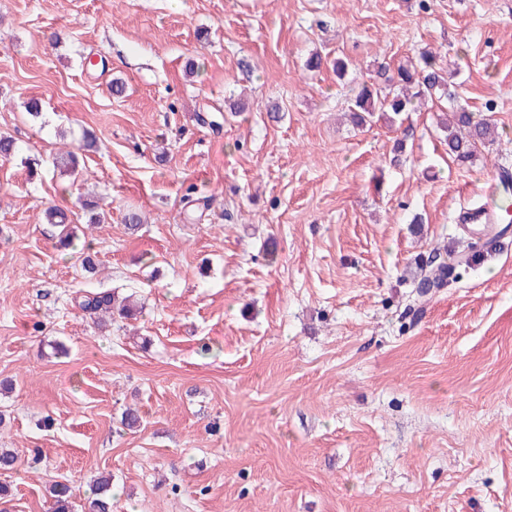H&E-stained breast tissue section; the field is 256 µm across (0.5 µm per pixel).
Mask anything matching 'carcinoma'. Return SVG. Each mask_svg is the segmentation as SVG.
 <instances>
[{
	"mask_svg": "<svg viewBox=\"0 0 512 512\" xmlns=\"http://www.w3.org/2000/svg\"><path fill=\"white\" fill-rule=\"evenodd\" d=\"M388 65L380 64V75L384 76L385 86L361 87L350 105L355 124L364 126L373 122L377 114L391 112L398 115L408 111V106L417 100L425 102L433 99L446 83L438 66L436 55L431 51L421 54V65L415 70L398 66L396 76L388 77ZM452 124L447 126L448 150L461 161H466L478 146L494 141L495 127L487 118L477 119L468 106L462 103L451 109ZM52 164L77 176L82 172L77 156L67 151L59 154ZM46 220L60 228L59 244L64 248L73 245L77 226L67 222L64 210L53 206L45 212ZM77 307L83 316L94 322H103L106 318L118 316L121 319H133L139 314L134 296L121 297L115 291H87L77 299ZM111 478L103 476L96 482L94 490L82 505V512H112ZM51 512H74L75 493L67 483L56 482L49 487Z\"/></svg>",
	"mask_w": 512,
	"mask_h": 512,
	"instance_id": "1",
	"label": "carcinoma"
}]
</instances>
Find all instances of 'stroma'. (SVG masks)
Masks as SVG:
<instances>
[{
  "label": "stroma",
  "instance_id": "1",
  "mask_svg": "<svg viewBox=\"0 0 512 512\" xmlns=\"http://www.w3.org/2000/svg\"><path fill=\"white\" fill-rule=\"evenodd\" d=\"M424 48L445 96L356 126L358 84ZM454 99L498 127L464 163ZM0 133L6 512L102 474L112 512H512V231L459 220L512 201V0H0ZM100 288L139 319H84ZM46 220L49 224H55L60 228L59 244L61 247L69 248L73 245L76 238L77 225H71L67 222L68 218L64 210L53 206L45 212Z\"/></svg>",
  "mask_w": 512,
  "mask_h": 512
}]
</instances>
